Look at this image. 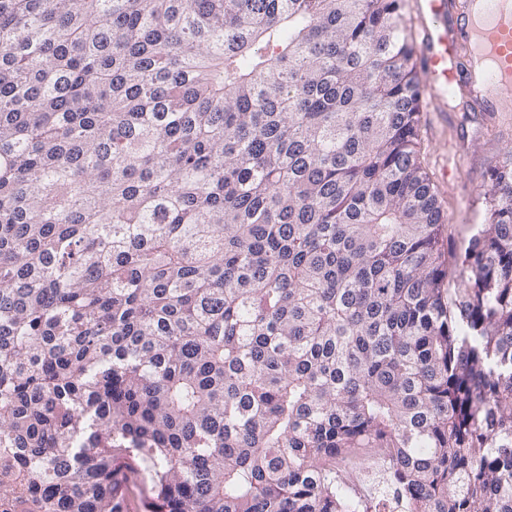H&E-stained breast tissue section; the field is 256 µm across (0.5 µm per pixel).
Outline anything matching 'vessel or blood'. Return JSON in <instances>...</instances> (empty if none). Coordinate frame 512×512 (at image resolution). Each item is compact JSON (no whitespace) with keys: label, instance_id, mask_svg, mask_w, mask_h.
Listing matches in <instances>:
<instances>
[{"label":"vessel or blood","instance_id":"b4317fda","mask_svg":"<svg viewBox=\"0 0 512 512\" xmlns=\"http://www.w3.org/2000/svg\"><path fill=\"white\" fill-rule=\"evenodd\" d=\"M419 63L434 111L449 88L470 103L512 112V0H414Z\"/></svg>","mask_w":512,"mask_h":512}]
</instances>
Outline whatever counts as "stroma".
I'll return each mask as SVG.
<instances>
[{
	"mask_svg": "<svg viewBox=\"0 0 512 512\" xmlns=\"http://www.w3.org/2000/svg\"><path fill=\"white\" fill-rule=\"evenodd\" d=\"M420 119L422 162L460 246L483 220L480 189L491 168L512 150V112L473 110L454 95L444 112L431 111L429 103H422Z\"/></svg>",
	"mask_w": 512,
	"mask_h": 512,
	"instance_id": "35a3bbf8",
	"label": "stroma"
}]
</instances>
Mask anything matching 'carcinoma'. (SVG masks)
Segmentation results:
<instances>
[{
  "instance_id": "cac0c4a2",
  "label": "carcinoma",
  "mask_w": 512,
  "mask_h": 512,
  "mask_svg": "<svg viewBox=\"0 0 512 512\" xmlns=\"http://www.w3.org/2000/svg\"><path fill=\"white\" fill-rule=\"evenodd\" d=\"M402 0H0V512H512V154L443 253ZM362 454H358L356 456L350 457L345 460L341 464H338L343 476L349 482L353 492L359 495L363 500H369L363 493L362 487L360 484L362 483L365 475V461L363 460ZM119 494L122 495L127 512H145L144 502L151 495L150 485L141 473L125 472L116 476Z\"/></svg>"
}]
</instances>
